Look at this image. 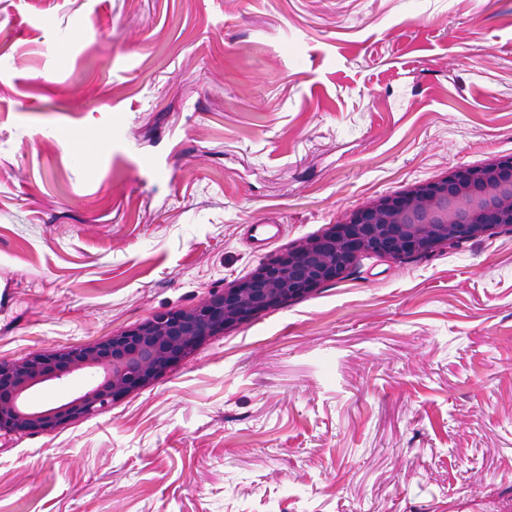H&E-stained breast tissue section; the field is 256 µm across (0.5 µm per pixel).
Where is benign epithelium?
I'll return each instance as SVG.
<instances>
[{"label": "benign epithelium", "mask_w": 512, "mask_h": 512, "mask_svg": "<svg viewBox=\"0 0 512 512\" xmlns=\"http://www.w3.org/2000/svg\"><path fill=\"white\" fill-rule=\"evenodd\" d=\"M498 229L512 230V158L380 197L268 256L198 306L157 314L94 343L0 360V434H40L89 416L152 384L209 338L343 278L361 258L427 257ZM83 375L94 379L65 401H30L51 382Z\"/></svg>", "instance_id": "7a95c632"}]
</instances>
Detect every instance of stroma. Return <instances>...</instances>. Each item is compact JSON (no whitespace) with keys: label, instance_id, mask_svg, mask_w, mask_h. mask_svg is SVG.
Returning a JSON list of instances; mask_svg holds the SVG:
<instances>
[{"label":"stroma","instance_id":"obj_1","mask_svg":"<svg viewBox=\"0 0 512 512\" xmlns=\"http://www.w3.org/2000/svg\"><path fill=\"white\" fill-rule=\"evenodd\" d=\"M499 157L512 0H0V360L201 304ZM0 512H512V232L361 259L0 438Z\"/></svg>","mask_w":512,"mask_h":512}]
</instances>
